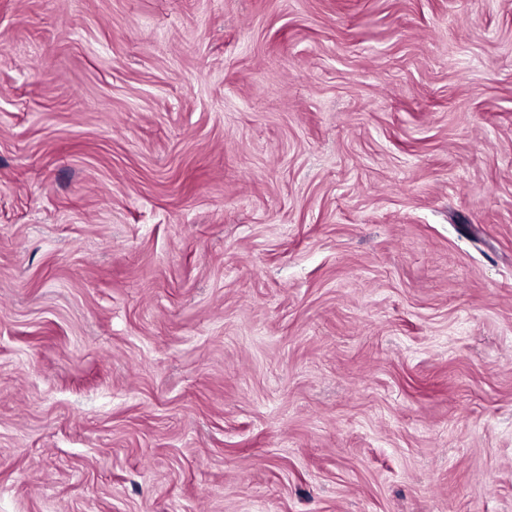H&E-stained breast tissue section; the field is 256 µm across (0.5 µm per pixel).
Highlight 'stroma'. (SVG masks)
<instances>
[{"label": "stroma", "instance_id": "35a3bbf8", "mask_svg": "<svg viewBox=\"0 0 512 512\" xmlns=\"http://www.w3.org/2000/svg\"><path fill=\"white\" fill-rule=\"evenodd\" d=\"M0 512H512V0H0Z\"/></svg>", "mask_w": 512, "mask_h": 512}]
</instances>
